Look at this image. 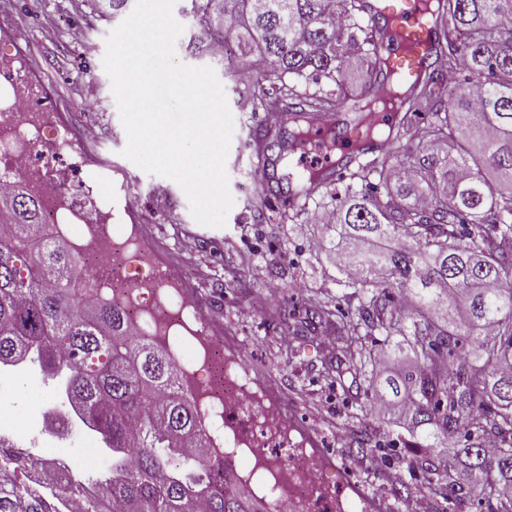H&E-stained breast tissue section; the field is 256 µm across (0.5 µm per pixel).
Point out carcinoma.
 Wrapping results in <instances>:
<instances>
[{
  "mask_svg": "<svg viewBox=\"0 0 512 512\" xmlns=\"http://www.w3.org/2000/svg\"><path fill=\"white\" fill-rule=\"evenodd\" d=\"M195 24L186 51L212 56L224 43V79L249 76L269 92L251 111L330 113L384 83L349 93L346 65H379L376 42L402 7L377 0L372 31L362 0H181ZM430 35L442 49L402 82L387 145L346 158L326 247L353 308L313 292L305 326L339 342L322 380L365 384L369 405L405 414L414 451L402 457L420 482L422 512H512V0H437ZM465 73L448 87L444 73ZM426 115L423 122L413 116ZM13 230L0 233V364L36 353L68 373V392L112 448V479L81 483L47 475L42 496L0 471V512H52L82 496L85 512H263L227 459L209 447L196 406L178 389L168 354L130 332L125 311L91 305L73 287L82 264L69 245L46 240L38 201L18 187L0 196ZM464 467L469 484L454 479Z\"/></svg>",
  "mask_w": 512,
  "mask_h": 512,
  "instance_id": "1",
  "label": "carcinoma"
}]
</instances>
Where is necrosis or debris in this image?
I'll list each match as a JSON object with an SVG mask.
<instances>
[{
  "label": "necrosis or debris",
  "mask_w": 512,
  "mask_h": 512,
  "mask_svg": "<svg viewBox=\"0 0 512 512\" xmlns=\"http://www.w3.org/2000/svg\"><path fill=\"white\" fill-rule=\"evenodd\" d=\"M49 100L43 95L24 96L14 74L0 71V187L22 179L40 205L42 222L50 237L64 239L91 274L79 288L87 300L111 299L130 315L137 335L166 348L175 360L185 390L197 404L211 449H237L240 479L270 498L273 512H341L355 480L347 471L345 484L322 489L324 472L333 470V457L315 454L283 458L287 434L278 432V419L260 416L252 380L238 365L224 368L223 377L208 378L213 348L202 337L203 315L187 303L181 289L159 278L160 257L137 226L115 222L101 228L88 223V208L112 209V169L85 160L72 147V132L61 119L46 120ZM51 147L61 166L46 170L36 157L40 145ZM79 181L83 194L63 197L59 186ZM29 426L40 440L22 435L11 419L0 418V437L22 444L25 460L40 467L71 474L91 482L107 475L106 462L93 429L86 427L81 410L65 395L40 400ZM79 439L93 449L92 462L67 452L48 451L49 440Z\"/></svg>",
  "instance_id": "1"
}]
</instances>
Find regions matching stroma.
I'll list each match as a JSON object with an SVG mask.
<instances>
[{
	"mask_svg": "<svg viewBox=\"0 0 512 512\" xmlns=\"http://www.w3.org/2000/svg\"><path fill=\"white\" fill-rule=\"evenodd\" d=\"M120 22L100 17L92 0H0V27L19 47L0 66L38 77L55 111L68 117L74 149L112 166L113 214L145 228L165 270L179 275L185 296L202 304L206 335L263 385H274L266 405L287 420L292 450L309 442L350 461L344 414L363 403L362 390L320 383L330 358L325 333L291 337L288 348L281 342L308 291L332 297L341 291L335 256L309 249L311 240H326L325 225L313 213L288 223L278 204L287 186L278 178L270 180L276 202L259 200L257 160L242 145L255 118L246 101L228 103L233 134L225 169L234 205L224 227L199 224L176 182L124 157L127 134L103 66L107 38Z\"/></svg>",
	"mask_w": 512,
	"mask_h": 512,
	"instance_id": "stroma-1",
	"label": "stroma"
}]
</instances>
